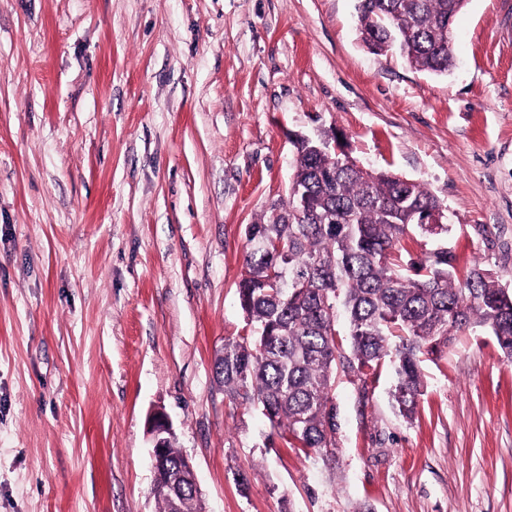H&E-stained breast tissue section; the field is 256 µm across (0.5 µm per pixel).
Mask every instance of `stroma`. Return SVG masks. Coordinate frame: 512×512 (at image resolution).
Masks as SVG:
<instances>
[{
  "mask_svg": "<svg viewBox=\"0 0 512 512\" xmlns=\"http://www.w3.org/2000/svg\"><path fill=\"white\" fill-rule=\"evenodd\" d=\"M448 74L362 44L355 0H0V512H159L151 412L207 512H512V362L492 336L337 390V464L213 374L249 328L244 228L295 135L424 185L512 289V0H467Z\"/></svg>",
  "mask_w": 512,
  "mask_h": 512,
  "instance_id": "stroma-1",
  "label": "stroma"
}]
</instances>
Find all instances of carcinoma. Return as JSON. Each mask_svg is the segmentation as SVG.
Instances as JSON below:
<instances>
[{"label":"carcinoma","mask_w":512,"mask_h":512,"mask_svg":"<svg viewBox=\"0 0 512 512\" xmlns=\"http://www.w3.org/2000/svg\"><path fill=\"white\" fill-rule=\"evenodd\" d=\"M466 0H356L369 50H397L419 71L453 66L451 29ZM291 180L307 193L299 212L275 202L245 227L244 273L237 283L250 334L224 338L214 374L230 405L255 408L271 434L333 463L339 450L336 385H369L389 367V395L413 418L424 395V363L474 330L493 336L512 360V291L474 265L460 273L441 240L446 224H419L441 206L421 184L393 171L340 161L319 139L293 144ZM438 243L419 260L402 258L408 233ZM279 241L288 255L262 242ZM154 488L159 512H200L195 483L182 476L174 441L162 451Z\"/></svg>","instance_id":"carcinoma-1"}]
</instances>
